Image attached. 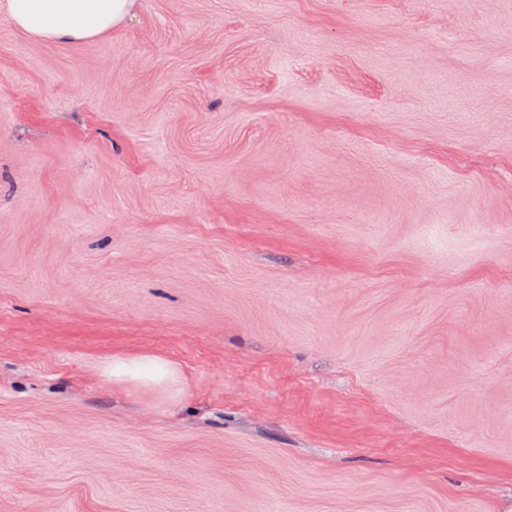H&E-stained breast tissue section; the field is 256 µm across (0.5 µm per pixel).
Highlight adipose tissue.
Masks as SVG:
<instances>
[{"label":"adipose tissue","instance_id":"ef3b65f1","mask_svg":"<svg viewBox=\"0 0 512 512\" xmlns=\"http://www.w3.org/2000/svg\"><path fill=\"white\" fill-rule=\"evenodd\" d=\"M135 5L136 0H5L4 13L31 38L77 44L111 32Z\"/></svg>","mask_w":512,"mask_h":512}]
</instances>
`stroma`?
Here are the masks:
<instances>
[{"mask_svg": "<svg viewBox=\"0 0 512 512\" xmlns=\"http://www.w3.org/2000/svg\"><path fill=\"white\" fill-rule=\"evenodd\" d=\"M0 512H512V0L0 14ZM4 13L23 34L46 42L77 44L119 26L136 0H5ZM144 364L136 361H113L112 379L114 381L151 380L153 382L166 381L170 388H174L180 379V372L175 366L169 364H155L150 369H143Z\"/></svg>", "mask_w": 512, "mask_h": 512, "instance_id": "1", "label": "stroma"}]
</instances>
